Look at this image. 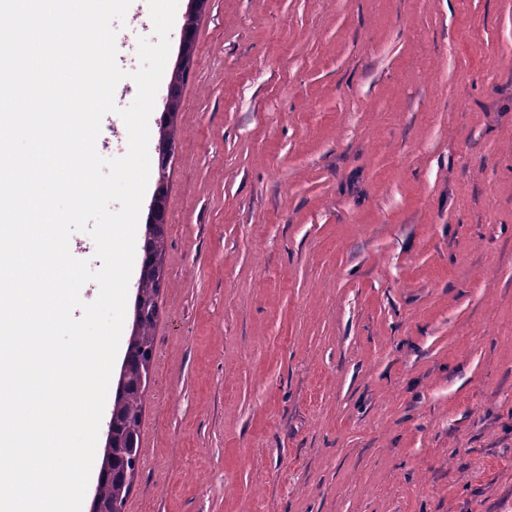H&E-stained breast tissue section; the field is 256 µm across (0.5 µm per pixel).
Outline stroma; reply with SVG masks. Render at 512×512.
<instances>
[{"instance_id":"obj_1","label":"stroma","mask_w":512,"mask_h":512,"mask_svg":"<svg viewBox=\"0 0 512 512\" xmlns=\"http://www.w3.org/2000/svg\"><path fill=\"white\" fill-rule=\"evenodd\" d=\"M181 96L125 512H512V0H211Z\"/></svg>"}]
</instances>
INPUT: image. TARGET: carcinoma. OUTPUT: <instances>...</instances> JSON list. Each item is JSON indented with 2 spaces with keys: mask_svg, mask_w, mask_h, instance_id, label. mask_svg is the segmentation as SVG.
<instances>
[{
  "mask_svg": "<svg viewBox=\"0 0 512 512\" xmlns=\"http://www.w3.org/2000/svg\"><path fill=\"white\" fill-rule=\"evenodd\" d=\"M158 216L148 214L146 226L152 231L145 235L143 257L135 284L132 333L122 363L124 382L117 386L107 423L112 433V468L119 472L109 477L101 473L94 502L107 512H123L132 482L140 464V426L144 388L153 359L154 328L158 317L157 298L166 285L162 256L165 249L164 225Z\"/></svg>",
  "mask_w": 512,
  "mask_h": 512,
  "instance_id": "cac0c4a2",
  "label": "carcinoma"
}]
</instances>
